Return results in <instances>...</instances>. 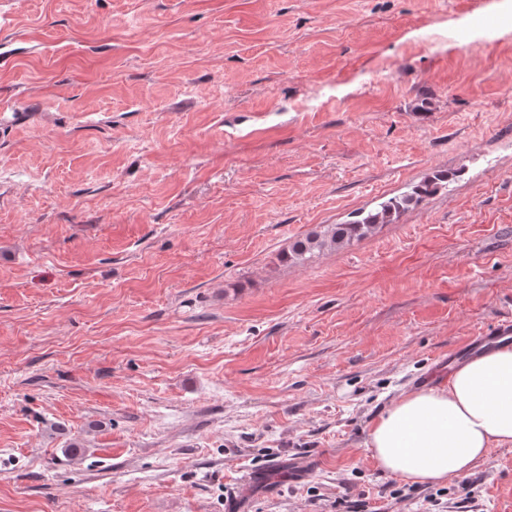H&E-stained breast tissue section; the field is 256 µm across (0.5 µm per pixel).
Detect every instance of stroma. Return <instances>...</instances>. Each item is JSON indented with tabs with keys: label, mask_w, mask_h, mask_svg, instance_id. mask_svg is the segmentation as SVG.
<instances>
[{
	"label": "stroma",
	"mask_w": 512,
	"mask_h": 512,
	"mask_svg": "<svg viewBox=\"0 0 512 512\" xmlns=\"http://www.w3.org/2000/svg\"><path fill=\"white\" fill-rule=\"evenodd\" d=\"M506 320L512 0H0V512H512L366 451ZM447 179L448 174H435L415 186L410 193L391 197L368 212H358L356 219L346 224L319 226L297 238L281 258L286 263L303 265L325 249H339L360 240L373 233L379 224H388L402 211L419 205L424 198L435 194Z\"/></svg>",
	"instance_id": "1"
}]
</instances>
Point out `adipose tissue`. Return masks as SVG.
<instances>
[{
  "label": "adipose tissue",
  "instance_id": "1",
  "mask_svg": "<svg viewBox=\"0 0 512 512\" xmlns=\"http://www.w3.org/2000/svg\"><path fill=\"white\" fill-rule=\"evenodd\" d=\"M512 446V345L479 354L441 385L402 395L375 420L367 450L389 475L435 484Z\"/></svg>",
  "mask_w": 512,
  "mask_h": 512
}]
</instances>
